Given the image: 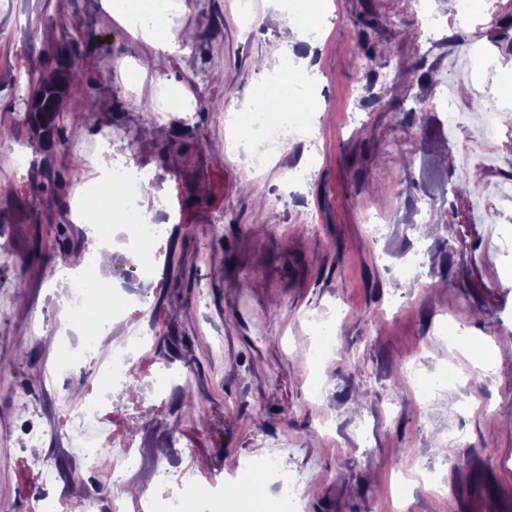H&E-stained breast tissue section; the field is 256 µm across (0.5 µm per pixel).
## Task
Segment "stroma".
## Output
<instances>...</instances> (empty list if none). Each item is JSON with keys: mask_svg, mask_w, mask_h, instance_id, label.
<instances>
[{"mask_svg": "<svg viewBox=\"0 0 512 512\" xmlns=\"http://www.w3.org/2000/svg\"><path fill=\"white\" fill-rule=\"evenodd\" d=\"M252 4L245 20L239 0H192L168 15L162 46L135 0H0V512H34L39 499L16 474L20 458L56 469L55 499L108 512L114 455L86 473L57 428L91 402L111 356H84L56 259L95 246L69 205L116 154L150 173L144 209L171 215L145 270L113 225L105 273L128 296L109 341L146 339L101 413L105 439L141 452L121 488L128 502L179 491L156 486L160 469H191L194 487L215 493L238 458L278 453L304 477L301 512H376L395 497L405 512H512V277L486 286L484 227L456 190L462 144L435 97L444 81L461 113L479 111L475 83L448 67V39L490 41L512 0L475 6L469 21L445 15L432 32L414 0H326L308 33L281 0ZM360 16L375 22L377 68L393 69L380 82L365 75ZM70 42L89 50L80 82L60 86L51 123L63 142L50 147L24 115L40 71ZM264 57L314 83L319 106L306 120L317 135L254 171L224 116L269 91ZM411 110L421 127L403 124ZM417 204L434 226L426 238L404 220ZM371 212L387 217L381 237L368 233ZM413 247L420 266L407 272ZM319 320L334 350L315 364ZM459 329L465 341L450 343ZM412 363L449 372L447 388L422 401ZM165 367L177 379L152 393ZM32 424L48 431L37 448L24 435ZM451 429L461 441L447 459L435 448ZM424 462L438 486L416 480Z\"/></svg>", "mask_w": 512, "mask_h": 512, "instance_id": "1", "label": "stroma"}]
</instances>
